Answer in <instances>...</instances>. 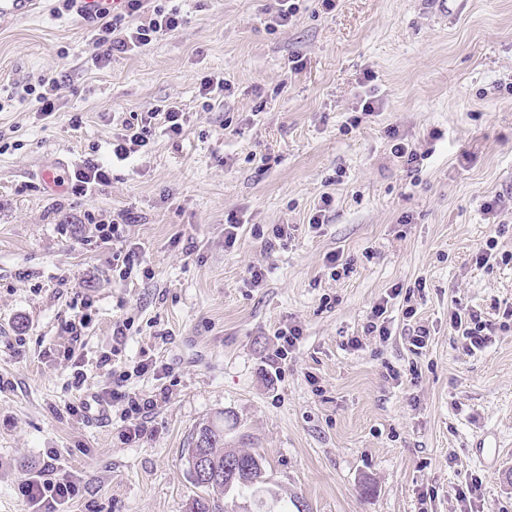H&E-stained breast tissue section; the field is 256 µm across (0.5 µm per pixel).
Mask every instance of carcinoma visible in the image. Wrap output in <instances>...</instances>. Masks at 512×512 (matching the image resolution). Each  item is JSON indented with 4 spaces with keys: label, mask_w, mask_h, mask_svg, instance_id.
<instances>
[{
    "label": "carcinoma",
    "mask_w": 512,
    "mask_h": 512,
    "mask_svg": "<svg viewBox=\"0 0 512 512\" xmlns=\"http://www.w3.org/2000/svg\"><path fill=\"white\" fill-rule=\"evenodd\" d=\"M186 454L193 483L202 489L194 499V512H238L240 498L254 500L265 512L264 502L257 498L266 480L263 458L224 447L223 424L213 420L200 426Z\"/></svg>",
    "instance_id": "carcinoma-1"
}]
</instances>
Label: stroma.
<instances>
[{"instance_id":"obj_1","label":"stroma","mask_w":512,"mask_h":512,"mask_svg":"<svg viewBox=\"0 0 512 512\" xmlns=\"http://www.w3.org/2000/svg\"><path fill=\"white\" fill-rule=\"evenodd\" d=\"M60 4L0 21V85L63 78L53 115L0 110V512H33L21 482L55 459L80 490L65 512H190L200 490L184 452L219 416L226 446L263 456L279 512H512V328L469 354L448 320L455 305L491 320L512 304V264L474 263L490 236L512 251V0H299L285 26L270 0H147L178 7L182 25L101 69L92 23ZM207 75L229 85L210 110ZM366 94L381 111L359 113ZM167 104L184 112L182 134L113 161L125 121ZM389 127L417 162L392 154ZM91 159L110 171L95 195L39 181ZM123 212L120 238L100 239L96 225ZM276 224L293 231L269 250ZM132 247L146 266L119 278ZM332 251L348 264L336 277ZM253 266L266 270L256 286ZM418 280L415 316L393 300L391 336L364 335L386 292ZM420 325L431 337L417 355ZM287 326L302 337L272 359ZM148 357L169 375L133 374ZM124 371L126 391H172L134 442L122 403L98 423L65 411ZM483 437L504 444L496 465L477 458Z\"/></svg>"}]
</instances>
